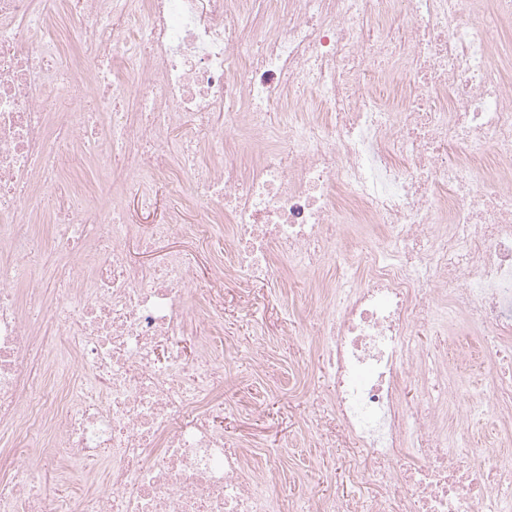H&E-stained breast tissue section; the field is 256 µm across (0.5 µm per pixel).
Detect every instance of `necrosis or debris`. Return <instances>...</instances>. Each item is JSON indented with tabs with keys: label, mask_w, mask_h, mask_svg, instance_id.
<instances>
[{
	"label": "necrosis or debris",
	"mask_w": 512,
	"mask_h": 512,
	"mask_svg": "<svg viewBox=\"0 0 512 512\" xmlns=\"http://www.w3.org/2000/svg\"><path fill=\"white\" fill-rule=\"evenodd\" d=\"M250 2L0 0V426L42 447L0 456V512H281L275 469L259 475L215 423V317L225 278H274L275 254L321 266L342 224L385 225L394 251L359 254L357 281L322 283L314 326L338 426L384 495L310 512L500 499L512 457L443 448L441 408L405 383L425 363L412 332L441 300L477 327L485 362L512 359V0H264L260 15ZM61 20L78 46L66 60L49 40ZM59 99L66 111L49 114ZM245 130L261 143L248 166L224 148ZM68 153L93 154L103 189L126 187L145 213L172 165L192 174L195 205L232 226L195 309L194 266L160 247L195 225L99 209L65 186ZM33 201L52 211L47 229L27 221ZM94 459L97 492L70 496ZM46 473L57 492L40 491Z\"/></svg>",
	"instance_id": "4bbe7bcc"
}]
</instances>
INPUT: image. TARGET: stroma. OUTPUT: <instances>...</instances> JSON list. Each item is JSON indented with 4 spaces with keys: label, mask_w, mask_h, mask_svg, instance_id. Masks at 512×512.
I'll use <instances>...</instances> for the list:
<instances>
[{
    "label": "stroma",
    "mask_w": 512,
    "mask_h": 512,
    "mask_svg": "<svg viewBox=\"0 0 512 512\" xmlns=\"http://www.w3.org/2000/svg\"><path fill=\"white\" fill-rule=\"evenodd\" d=\"M168 248L185 250L197 259L194 286H209L208 270L224 257V235L215 233L206 245L172 239ZM279 278L257 280L248 293L233 281L224 282V313L218 336L224 342V408L217 417L229 441L253 449L258 465L277 459L281 472L276 491L286 512H306L310 498L368 503L381 487L371 475L360 448L337 435L334 448L316 447L314 412L328 411L331 385L317 336L316 312L310 304L311 272L301 262L274 257ZM418 349L435 359H447V376L423 374L412 384L414 397L447 401L449 393L491 396L492 366L479 357L480 336L464 321L448 319L447 305L417 329ZM445 438L459 450L493 448L499 432L485 416L449 418Z\"/></svg>",
    "instance_id": "35a3bbf8"
}]
</instances>
